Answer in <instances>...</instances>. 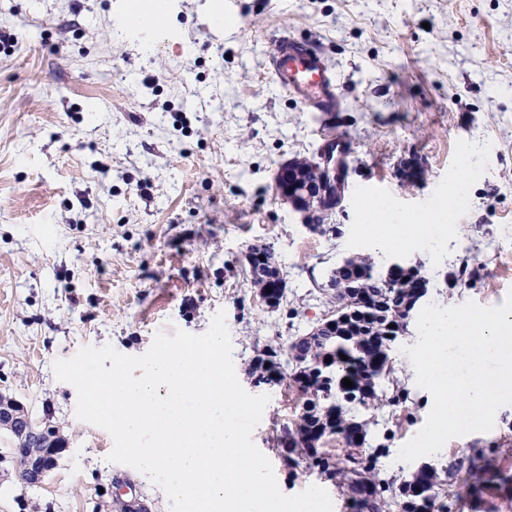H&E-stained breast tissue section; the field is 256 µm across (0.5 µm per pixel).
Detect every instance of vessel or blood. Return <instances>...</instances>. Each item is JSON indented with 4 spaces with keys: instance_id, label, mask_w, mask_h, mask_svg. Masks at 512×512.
Listing matches in <instances>:
<instances>
[{
    "instance_id": "1",
    "label": "vessel or blood",
    "mask_w": 512,
    "mask_h": 512,
    "mask_svg": "<svg viewBox=\"0 0 512 512\" xmlns=\"http://www.w3.org/2000/svg\"><path fill=\"white\" fill-rule=\"evenodd\" d=\"M270 68L276 85L307 111L325 115L338 111L340 86L319 48L290 35L280 36L270 56Z\"/></svg>"
}]
</instances>
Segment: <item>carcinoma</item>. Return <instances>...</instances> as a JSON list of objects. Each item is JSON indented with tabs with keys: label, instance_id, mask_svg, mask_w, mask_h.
<instances>
[{
	"label": "carcinoma",
	"instance_id": "obj_1",
	"mask_svg": "<svg viewBox=\"0 0 512 512\" xmlns=\"http://www.w3.org/2000/svg\"><path fill=\"white\" fill-rule=\"evenodd\" d=\"M382 263L370 254H356L347 258L346 264L336 266V288L329 295L333 305L332 318L336 320V335L325 336L315 343L302 340L289 342L287 348L265 346L253 358L249 375L257 383L268 379L270 368L265 365L264 355H278L282 351H295L291 358L290 372L282 374L289 386L298 385L312 392L318 399H326L336 409V419L330 423L321 418V403L296 412L294 424L301 437L321 432L336 437L340 448H316L297 443L294 448H282L280 437H275L279 453L288 458L301 459L306 469L326 475L345 490L348 499L355 502L360 489L372 495L370 512H392L398 506L401 512H449L442 502L444 483L454 475L453 467L437 469L427 466L414 474L412 480L400 482L394 477H380L377 469L383 448L372 451L365 447L368 438V422L359 414L382 400L398 406L407 400L405 389L396 387L392 396L385 397L383 386L393 374L392 350L397 335L389 324L398 323L406 315L407 305L414 283L425 276L423 265L403 273L392 284L378 274ZM330 353L331 362L315 370L310 360ZM348 378L353 387L343 385ZM467 477L462 486L470 494L480 492L493 481L512 483V475H506L486 459L480 448L472 451L466 468Z\"/></svg>",
	"mask_w": 512,
	"mask_h": 512
}]
</instances>
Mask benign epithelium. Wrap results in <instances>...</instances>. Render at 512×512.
Instances as JSON below:
<instances>
[{
    "label": "benign epithelium",
    "instance_id": "benign-epithelium-1",
    "mask_svg": "<svg viewBox=\"0 0 512 512\" xmlns=\"http://www.w3.org/2000/svg\"><path fill=\"white\" fill-rule=\"evenodd\" d=\"M340 176L336 173V157L322 151L311 159L309 166L302 167L293 162L282 164L277 172V192L282 200L298 211H315L316 223L307 225L309 230L322 228L321 217L336 208V196L340 195ZM419 263L411 257H394L386 267V280H395L400 272ZM286 282L283 274L271 278V292H260L262 302L271 307L276 304ZM428 293V283L421 282L409 305L407 316L399 322L397 335H413V313L420 307ZM0 432L19 439L28 448L27 454L18 463L21 480L29 485L44 483L58 466L59 459L68 451L69 444L55 427L40 424L31 413L13 399L0 398Z\"/></svg>",
    "mask_w": 512,
    "mask_h": 512
}]
</instances>
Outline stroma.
I'll return each mask as SVG.
<instances>
[{
	"label": "stroma",
	"mask_w": 512,
	"mask_h": 512,
	"mask_svg": "<svg viewBox=\"0 0 512 512\" xmlns=\"http://www.w3.org/2000/svg\"><path fill=\"white\" fill-rule=\"evenodd\" d=\"M0 0V393L59 429L70 449L44 485L0 460V512H112L133 481L149 512L169 502L139 471L108 462L110 434L75 416L77 393L55 360L85 345L144 354L157 332L205 333L225 311L238 380L269 395L252 434L280 490L312 485L352 512L334 481L284 466L273 446L295 415L287 385H254L258 345L284 344L331 306L328 272L374 251L361 220L381 189L407 216L446 221L442 244L408 245L431 288L427 303L502 305L512 290V0ZM163 13L160 39L134 37L130 13ZM321 48L342 95L339 112H308L268 69L272 36ZM345 136L344 191L309 231L276 194L278 166L318 156ZM466 192L448 212L457 180ZM273 245L287 281L275 310L249 282L245 255ZM394 350L404 407L368 411L382 477L404 480L484 449L512 472V404L488 432L448 440L421 462L401 447L431 410Z\"/></svg>",
	"instance_id": "stroma-1"
}]
</instances>
